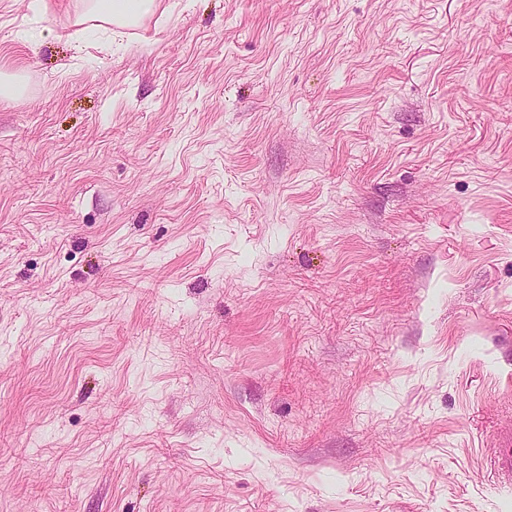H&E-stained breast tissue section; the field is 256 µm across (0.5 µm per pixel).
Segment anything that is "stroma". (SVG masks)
<instances>
[{
  "instance_id": "stroma-1",
  "label": "stroma",
  "mask_w": 512,
  "mask_h": 512,
  "mask_svg": "<svg viewBox=\"0 0 512 512\" xmlns=\"http://www.w3.org/2000/svg\"><path fill=\"white\" fill-rule=\"evenodd\" d=\"M36 2L0 512H512V0ZM83 10L74 23V31L59 32L57 37L66 41L77 40L83 26L107 25L115 30L137 26L142 20L154 14L157 0H82ZM490 468L498 484L512 487V429L498 435L490 457Z\"/></svg>"
}]
</instances>
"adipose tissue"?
<instances>
[{
    "mask_svg": "<svg viewBox=\"0 0 512 512\" xmlns=\"http://www.w3.org/2000/svg\"><path fill=\"white\" fill-rule=\"evenodd\" d=\"M83 10L75 22L73 31L64 33L67 41L78 39V30L85 24L107 25L122 30L137 26L142 20L154 14L157 0H82Z\"/></svg>",
    "mask_w": 512,
    "mask_h": 512,
    "instance_id": "obj_1",
    "label": "adipose tissue"
}]
</instances>
